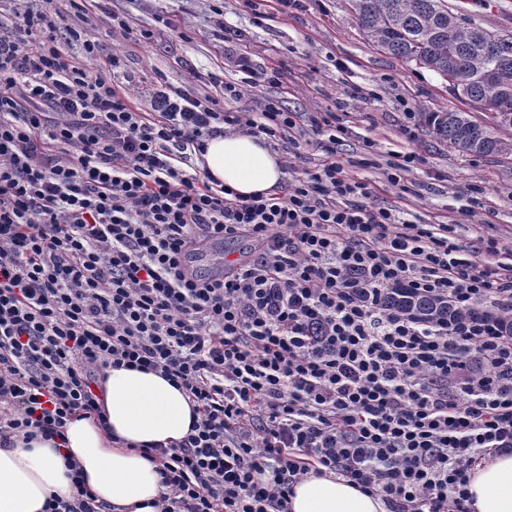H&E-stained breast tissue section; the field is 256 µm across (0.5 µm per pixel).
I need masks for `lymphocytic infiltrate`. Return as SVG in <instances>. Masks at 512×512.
<instances>
[{
  "mask_svg": "<svg viewBox=\"0 0 512 512\" xmlns=\"http://www.w3.org/2000/svg\"><path fill=\"white\" fill-rule=\"evenodd\" d=\"M68 10L27 8L0 32V445L34 432L63 438L75 416H101L107 368L155 372L198 418L173 448L142 456L161 478V512H290L293 486L321 470L380 496L386 512H471L469 473L512 451V252L481 238L478 262L454 221L420 224L377 206L374 141L337 149L347 128L313 117L315 170L269 196L232 193L183 168L207 139L242 132L304 136L216 10L224 59L244 73L220 95L194 82L122 80L125 56L89 68L99 46ZM81 43L83 58L65 41ZM399 131L387 188L410 195L421 163ZM359 176H351V169ZM245 238L255 257L202 277L204 245ZM403 288L464 315L423 320L384 306ZM71 499L47 512H105L68 463Z\"/></svg>",
  "mask_w": 512,
  "mask_h": 512,
  "instance_id": "f902f5d3",
  "label": "lymphocytic infiltrate"
}]
</instances>
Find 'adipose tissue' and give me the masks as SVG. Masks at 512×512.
<instances>
[{"label": "adipose tissue", "instance_id": "1", "mask_svg": "<svg viewBox=\"0 0 512 512\" xmlns=\"http://www.w3.org/2000/svg\"><path fill=\"white\" fill-rule=\"evenodd\" d=\"M206 145L202 166L238 194L272 193L283 178L278 155L261 139L227 134ZM102 398L104 421H69L63 448L39 434L0 447V512H45L51 497L69 499L68 455L107 512H160V476L139 449L178 444L195 418L192 402L159 374L125 368L106 369ZM468 490L474 512H512V453L477 465ZM291 512H385V507L380 497L343 478L311 473L295 485Z\"/></svg>", "mask_w": 512, "mask_h": 512}]
</instances>
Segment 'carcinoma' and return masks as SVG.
Returning a JSON list of instances; mask_svg holds the SVG:
<instances>
[{
  "label": "carcinoma",
  "instance_id": "carcinoma-1",
  "mask_svg": "<svg viewBox=\"0 0 512 512\" xmlns=\"http://www.w3.org/2000/svg\"><path fill=\"white\" fill-rule=\"evenodd\" d=\"M359 29L380 50L442 79L453 73L465 86L448 87L481 111L424 112V126L460 152L512 156V36L489 31L448 9L447 0H348ZM384 303L425 320H456L450 301L390 288Z\"/></svg>",
  "mask_w": 512,
  "mask_h": 512
}]
</instances>
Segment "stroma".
Instances as JSON below:
<instances>
[{
	"mask_svg": "<svg viewBox=\"0 0 512 512\" xmlns=\"http://www.w3.org/2000/svg\"><path fill=\"white\" fill-rule=\"evenodd\" d=\"M453 12L490 30L512 34V0H447ZM240 29L255 60L278 62L281 81L269 84L264 95L280 100L299 116L301 127L318 112L343 116L347 133L340 150L359 152L365 139L377 143L376 156H385L406 124L407 112L455 108L459 102L436 74L402 62L377 49L359 29L346 0H303L290 16L274 17L255 26L250 12L238 0H106L103 8H90L88 28L100 42L99 56L122 50L133 90L164 75L173 86L188 76L187 65L202 75L209 88L211 76L241 82L243 75L225 66L218 50L219 37L210 21L213 8ZM126 15L135 27L151 28L161 13L177 15L188 41H155L131 45L112 35V16ZM344 70H337L336 62ZM359 86L378 92V99L362 101L351 94ZM406 99L400 107L398 99ZM422 162L410 175L413 193L407 207L417 222H437L446 211L460 212L455 228L459 245L476 248L480 237L494 235L502 250L512 251V157H476L451 149L426 129H419L410 145ZM484 189L482 206H471L464 195L468 185Z\"/></svg>",
	"mask_w": 512,
	"mask_h": 512,
	"instance_id": "obj_1",
	"label": "stroma"
}]
</instances>
